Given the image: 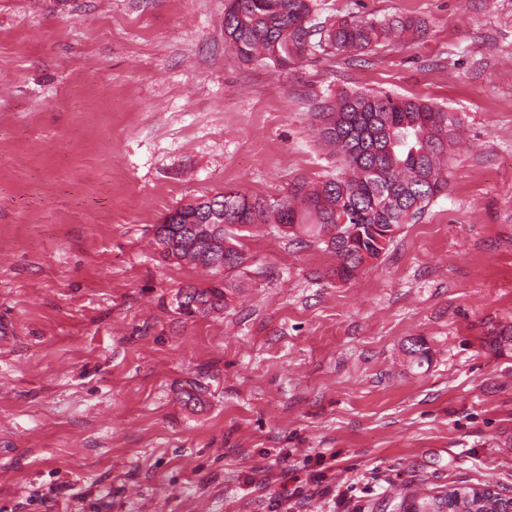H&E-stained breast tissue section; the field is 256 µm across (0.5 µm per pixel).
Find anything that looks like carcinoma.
I'll return each mask as SVG.
<instances>
[{
  "mask_svg": "<svg viewBox=\"0 0 512 512\" xmlns=\"http://www.w3.org/2000/svg\"><path fill=\"white\" fill-rule=\"evenodd\" d=\"M311 0H226L224 36L245 61L286 68L318 47L349 55L382 41L422 34L412 19L365 18L330 26L311 19ZM318 135L338 161L334 176L318 186L302 182L291 195L270 202L228 190L188 208L197 220L224 210V228L205 241L189 224L154 225V243L165 259L186 261L214 275L206 287H180L170 299L187 318L224 309L235 287L231 272L244 262L235 244L238 227L277 224L287 235H307L336 256V276L348 280L379 257L395 232L448 188V147L457 143V116L419 98L381 91H340L315 108ZM384 244L377 245V237ZM434 512H512V496L475 493L425 499Z\"/></svg>",
  "mask_w": 512,
  "mask_h": 512,
  "instance_id": "obj_1",
  "label": "carcinoma"
}]
</instances>
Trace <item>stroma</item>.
<instances>
[{
  "label": "stroma",
  "instance_id": "1",
  "mask_svg": "<svg viewBox=\"0 0 512 512\" xmlns=\"http://www.w3.org/2000/svg\"><path fill=\"white\" fill-rule=\"evenodd\" d=\"M313 13L425 31L283 70L229 47L224 0H0V512H273L309 456L330 491L300 512L512 496V0ZM343 89L455 113L447 193L347 281L324 245L247 230L226 308L175 313L210 276L154 225L334 175L313 111Z\"/></svg>",
  "mask_w": 512,
  "mask_h": 512
}]
</instances>
